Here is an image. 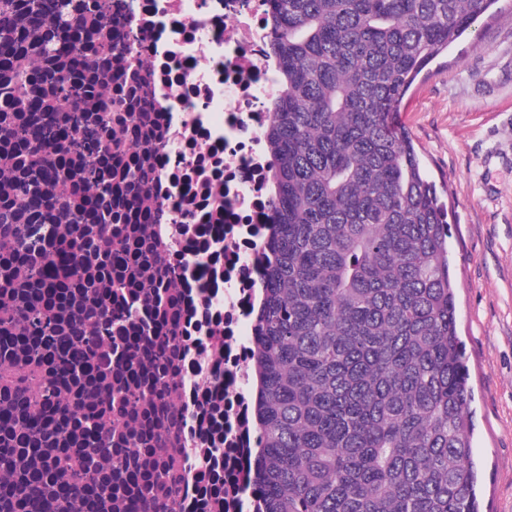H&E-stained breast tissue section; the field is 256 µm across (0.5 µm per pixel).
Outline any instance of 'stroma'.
<instances>
[{"mask_svg": "<svg viewBox=\"0 0 512 512\" xmlns=\"http://www.w3.org/2000/svg\"><path fill=\"white\" fill-rule=\"evenodd\" d=\"M397 127L448 207L482 512H512V0L421 73Z\"/></svg>", "mask_w": 512, "mask_h": 512, "instance_id": "1", "label": "stroma"}]
</instances>
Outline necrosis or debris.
<instances>
[{
    "label": "necrosis or debris",
    "mask_w": 512,
    "mask_h": 512,
    "mask_svg": "<svg viewBox=\"0 0 512 512\" xmlns=\"http://www.w3.org/2000/svg\"><path fill=\"white\" fill-rule=\"evenodd\" d=\"M112 81V512H248L250 354L266 265L269 0H104ZM141 170L142 180L128 179ZM223 206H216V199ZM170 479L157 482L160 466Z\"/></svg>",
    "instance_id": "necrosis-or-debris-1"
}]
</instances>
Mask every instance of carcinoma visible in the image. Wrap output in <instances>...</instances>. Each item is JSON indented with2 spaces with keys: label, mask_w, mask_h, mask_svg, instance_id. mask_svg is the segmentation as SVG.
Listing matches in <instances>:
<instances>
[{
  "label": "carcinoma",
  "mask_w": 512,
  "mask_h": 512,
  "mask_svg": "<svg viewBox=\"0 0 512 512\" xmlns=\"http://www.w3.org/2000/svg\"><path fill=\"white\" fill-rule=\"evenodd\" d=\"M269 52L282 90L267 140L274 195L264 249L266 272L255 311L251 373L256 428L253 512H479L473 459V389L457 335L448 258V209L408 133L392 121L423 69L497 0H270ZM33 9L0 0V14ZM100 0H55L42 26L54 31L43 52L61 61L40 83L57 108L70 96L73 64L96 76L112 62V37L99 33ZM25 33L0 22V45L22 50ZM0 84V137L14 132L22 103ZM78 133L65 152L75 167L49 166L59 141L47 131L21 153L0 157L27 173L0 194V225L18 227L6 246L33 276L53 246L74 252L89 288L112 282L92 274V252L112 245L59 230L112 225V113L72 117ZM74 188L42 213L28 199L51 182ZM18 288L0 263V296ZM112 292L81 328L90 349L112 354ZM15 333L53 335L56 318L29 308ZM41 380L27 407L55 398ZM105 447L79 460L41 456L44 466L83 475Z\"/></svg>",
  "instance_id": "1"
}]
</instances>
